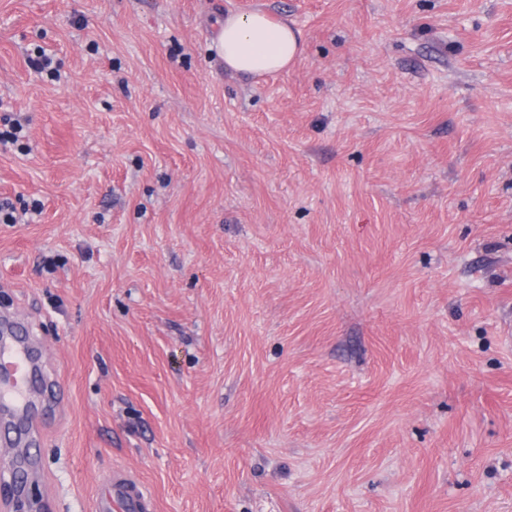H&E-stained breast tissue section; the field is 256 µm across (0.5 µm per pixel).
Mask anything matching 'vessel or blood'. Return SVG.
<instances>
[{"mask_svg":"<svg viewBox=\"0 0 512 512\" xmlns=\"http://www.w3.org/2000/svg\"><path fill=\"white\" fill-rule=\"evenodd\" d=\"M32 344L17 335L10 324L0 325V371L8 373L7 381L0 383V405L16 415H23L30 401L28 376L32 366ZM117 499L99 501L96 512H140L144 494L136 483L127 478H117Z\"/></svg>","mask_w":512,"mask_h":512,"instance_id":"vessel-or-blood-1","label":"vessel or blood"}]
</instances>
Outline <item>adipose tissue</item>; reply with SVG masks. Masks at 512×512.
I'll return each instance as SVG.
<instances>
[{
	"instance_id": "ef3b65f1",
	"label": "adipose tissue",
	"mask_w": 512,
	"mask_h": 512,
	"mask_svg": "<svg viewBox=\"0 0 512 512\" xmlns=\"http://www.w3.org/2000/svg\"><path fill=\"white\" fill-rule=\"evenodd\" d=\"M211 50L225 69L263 76L288 69L302 49L299 29L262 11L225 16L213 31Z\"/></svg>"
}]
</instances>
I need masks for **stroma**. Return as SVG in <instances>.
<instances>
[{"label": "stroma", "mask_w": 512, "mask_h": 512, "mask_svg": "<svg viewBox=\"0 0 512 512\" xmlns=\"http://www.w3.org/2000/svg\"><path fill=\"white\" fill-rule=\"evenodd\" d=\"M255 10L290 70L212 56ZM0 118V512H512V0H0ZM210 48L226 70L263 76L284 71L295 62L302 35L288 21H273L263 11L224 15L213 31ZM32 344L16 335L14 327L1 322L0 365L11 378L0 383V402L17 416L25 413L30 401L28 376L32 366ZM114 482L120 493L116 500V508L113 510L139 512L138 510L144 506V494L137 484L123 477H117Z\"/></svg>", "instance_id": "obj_1"}]
</instances>
